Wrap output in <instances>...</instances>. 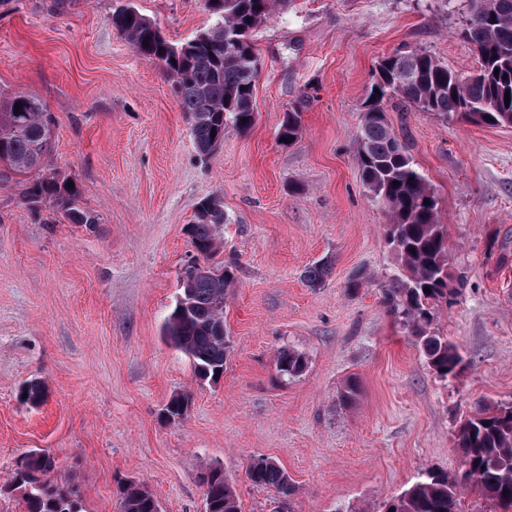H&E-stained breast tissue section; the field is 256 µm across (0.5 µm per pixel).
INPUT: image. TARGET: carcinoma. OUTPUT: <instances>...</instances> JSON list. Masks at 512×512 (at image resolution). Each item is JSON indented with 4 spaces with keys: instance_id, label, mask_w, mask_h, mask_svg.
<instances>
[{
    "instance_id": "obj_1",
    "label": "carcinoma",
    "mask_w": 512,
    "mask_h": 512,
    "mask_svg": "<svg viewBox=\"0 0 512 512\" xmlns=\"http://www.w3.org/2000/svg\"><path fill=\"white\" fill-rule=\"evenodd\" d=\"M223 2L224 8L213 13L212 26L182 44L168 41L153 20L129 5L118 6L111 17L112 28L171 81L204 159L224 140L227 125L241 130L254 125L258 57L252 34L276 6L288 0ZM460 34L478 56V68L472 72L451 70L431 55L414 51L396 53L379 63L356 144L362 181L389 217L386 240L396 259V270L385 285L389 311L444 380L456 377L464 361L455 342L431 329L439 305L457 294L448 267V235L437 223L434 192L390 129L381 103L395 98L416 112L444 118L460 114L476 123L512 126V0H469ZM507 97L511 102H505ZM51 125L38 97L25 92L0 97V166L24 177L22 200L30 210L39 213L47 208L71 224L91 228L99 217L81 208L78 186H69L72 178L49 168ZM300 135L298 114L286 112L278 139L291 145ZM206 202L204 198L198 203L188 236L196 254L207 260L221 248L225 216L222 210H208ZM200 267L195 263L183 268L181 294L163 330L172 345L190 358L199 380L215 381L224 374L233 351L224 324V298L234 272L229 266L220 273ZM329 271L325 261L308 268L304 279L318 286ZM277 369L284 376H297L305 369V359L283 348ZM21 393L27 394L22 402L32 406L46 397L37 381L24 385ZM189 402L186 395L176 396L164 411L183 416ZM456 448L464 465L460 476L452 479L425 472L391 497L385 512H460L461 489L469 487L505 512L512 510V403L487 405L464 420ZM205 472V512H240L224 469L210 466ZM246 473L253 484L273 489L284 500L295 494L292 478L272 459L248 465ZM14 492L22 496L23 512H86L79 484L69 475H58L54 457L40 450L17 457L11 477L0 485V494ZM119 506L123 512H161L154 494L133 481L120 483Z\"/></svg>"
}]
</instances>
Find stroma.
Wrapping results in <instances>:
<instances>
[{
    "instance_id": "stroma-1",
    "label": "stroma",
    "mask_w": 512,
    "mask_h": 512,
    "mask_svg": "<svg viewBox=\"0 0 512 512\" xmlns=\"http://www.w3.org/2000/svg\"><path fill=\"white\" fill-rule=\"evenodd\" d=\"M117 3L0 0V95L42 100L50 165L100 218L91 229L47 223L23 204L17 176L0 180V482L40 449L76 475L88 512H118L127 479L163 512H204L198 474L217 465L240 512H274V490L246 475L271 458L297 487L291 512H385L423 472L458 476L460 423L512 403V126L382 103L435 193L461 283L433 322L467 363L451 381L383 300L395 268L388 217L355 147L383 57L419 50L476 69L459 35L467 0H288L253 35L254 125L227 126L206 160L170 81L113 29ZM132 3L178 44L213 23L204 0ZM292 109L302 134L286 146L277 131ZM205 197L226 217L214 261L236 274L224 300L233 352L215 381L198 380L163 334ZM322 261L329 275L309 286L304 271ZM283 348L305 356L302 374H279ZM31 381L46 388L36 407L19 397ZM179 393L190 410L167 422Z\"/></svg>"
}]
</instances>
